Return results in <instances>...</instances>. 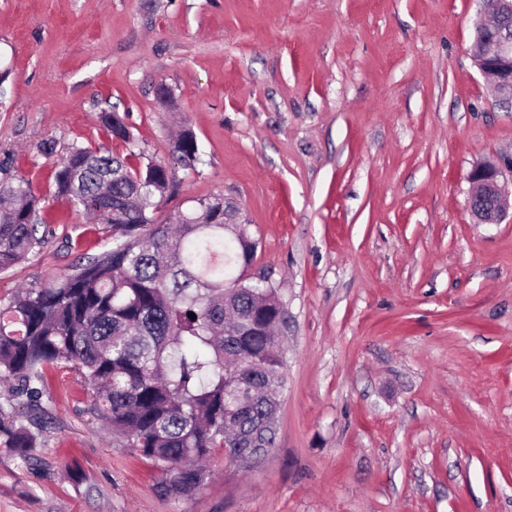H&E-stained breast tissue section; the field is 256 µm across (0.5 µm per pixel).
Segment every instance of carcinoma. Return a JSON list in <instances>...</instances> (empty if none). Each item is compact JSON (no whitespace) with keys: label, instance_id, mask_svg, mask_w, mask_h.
I'll list each match as a JSON object with an SVG mask.
<instances>
[{"label":"carcinoma","instance_id":"1","mask_svg":"<svg viewBox=\"0 0 512 512\" xmlns=\"http://www.w3.org/2000/svg\"><path fill=\"white\" fill-rule=\"evenodd\" d=\"M107 135L129 143L122 117L104 112ZM173 153L198 161L184 130ZM56 193L102 220L112 247L0 304V447L32 460L47 419L45 367L64 364L92 387L100 427L162 472L167 497L189 496L209 477L204 462L255 464L275 445L283 356L276 331L287 313L274 284L247 275L257 242L239 209L216 196L172 223H154L168 192L161 164L135 168L110 152L72 145L54 171ZM52 233L24 178L0 184V272ZM195 314L191 319L188 313Z\"/></svg>","mask_w":512,"mask_h":512}]
</instances>
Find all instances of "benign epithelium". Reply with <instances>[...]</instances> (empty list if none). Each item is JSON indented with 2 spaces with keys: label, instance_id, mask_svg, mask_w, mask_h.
Returning a JSON list of instances; mask_svg holds the SVG:
<instances>
[{
  "label": "benign epithelium",
  "instance_id": "1",
  "mask_svg": "<svg viewBox=\"0 0 512 512\" xmlns=\"http://www.w3.org/2000/svg\"><path fill=\"white\" fill-rule=\"evenodd\" d=\"M482 12L497 17V25L484 35L485 24L477 26L480 35L474 49L478 69L484 80L498 93L500 100L512 105V26L506 17L512 14V0H479ZM468 180L474 186L469 200L472 213L483 224H497L505 214L509 189L502 181L500 167L492 163L471 169Z\"/></svg>",
  "mask_w": 512,
  "mask_h": 512
}]
</instances>
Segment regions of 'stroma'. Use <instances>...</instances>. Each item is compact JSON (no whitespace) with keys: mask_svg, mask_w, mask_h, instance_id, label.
I'll return each mask as SVG.
<instances>
[{"mask_svg":"<svg viewBox=\"0 0 512 512\" xmlns=\"http://www.w3.org/2000/svg\"><path fill=\"white\" fill-rule=\"evenodd\" d=\"M479 0H0V181L52 224L0 303L110 246L51 173L77 144L161 162L156 222L220 195L288 313L275 446L169 499L45 370L35 465L0 447V512H512V209L479 224L474 165L512 109L473 60ZM172 101L163 103L159 88ZM134 135L112 140L99 116ZM194 133L199 161L173 156ZM54 143L46 153V143ZM101 121L107 135L116 141L130 143L133 137L122 117L116 112H104L101 115Z\"/></svg>","mask_w":512,"mask_h":512,"instance_id":"stroma-1","label":"stroma"}]
</instances>
